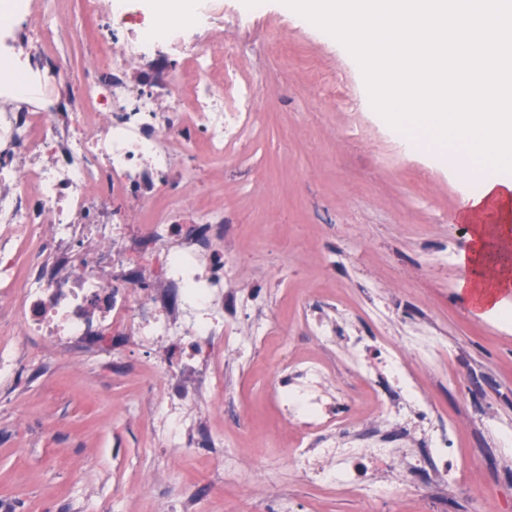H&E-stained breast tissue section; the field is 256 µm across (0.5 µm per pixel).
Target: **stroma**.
Returning a JSON list of instances; mask_svg holds the SVG:
<instances>
[{
  "label": "stroma",
  "mask_w": 512,
  "mask_h": 512,
  "mask_svg": "<svg viewBox=\"0 0 512 512\" xmlns=\"http://www.w3.org/2000/svg\"><path fill=\"white\" fill-rule=\"evenodd\" d=\"M88 21L80 0H64L54 49L81 70L88 48L75 38ZM224 42L241 54L257 94L259 140L237 151L248 165L207 169L203 203L224 210V233L239 248L236 272L261 289L268 308L298 328L303 304L338 295L355 324L403 340L430 323L440 348L480 389L426 371V390L447 414L469 421L462 452L495 447L492 418L512 425V323L473 316L457 288L456 263L469 245L460 220L477 188L429 147L407 150L371 107L349 52L282 0L253 12L224 0ZM179 59L152 53L133 87L167 100ZM385 312L366 316L371 298ZM279 355L267 345L255 363L224 362V382L249 408L246 425L211 401L208 423L238 447L261 453L227 476L224 451L197 445L173 453L152 432V400L138 375L120 374L95 349L52 357L32 338L13 375L0 377V503L10 512H171L173 493L198 512H272L279 502L318 512H364L357 496H322L285 463L267 394Z\"/></svg>",
  "instance_id": "35a3bbf8"
}]
</instances>
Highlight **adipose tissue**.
Returning a JSON list of instances; mask_svg holds the SVG:
<instances>
[{
  "instance_id": "adipose-tissue-1",
  "label": "adipose tissue",
  "mask_w": 512,
  "mask_h": 512,
  "mask_svg": "<svg viewBox=\"0 0 512 512\" xmlns=\"http://www.w3.org/2000/svg\"><path fill=\"white\" fill-rule=\"evenodd\" d=\"M463 220L470 245L456 259L459 291L474 315L500 312L512 295V176L483 180L468 197Z\"/></svg>"
}]
</instances>
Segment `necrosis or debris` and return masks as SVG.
Masks as SVG:
<instances>
[{
  "label": "necrosis or debris",
  "mask_w": 512,
  "mask_h": 512,
  "mask_svg": "<svg viewBox=\"0 0 512 512\" xmlns=\"http://www.w3.org/2000/svg\"><path fill=\"white\" fill-rule=\"evenodd\" d=\"M82 7L94 23L83 34L93 62L76 81L48 51L55 0H0V299L13 334L63 352L107 336L164 347L145 382L153 425L174 450L205 431L186 411L202 409L204 393L225 398V357L250 362L278 341L270 393L280 428L295 437L285 457L314 486L417 512H448L455 493L512 512L511 500L459 477L461 424L423 384V362L439 354L430 337L365 336L309 308L301 329L310 348L298 350L287 325L257 312L259 290L242 287L223 211L186 195L259 127L238 80L240 55L224 43L223 0H202L180 25L156 0ZM144 12L151 24L129 36L127 19ZM155 45L183 61L164 109L129 82ZM147 204L149 222L134 223ZM47 251L61 265H45ZM339 346L343 382L322 356Z\"/></svg>",
  "instance_id": "obj_1"
}]
</instances>
